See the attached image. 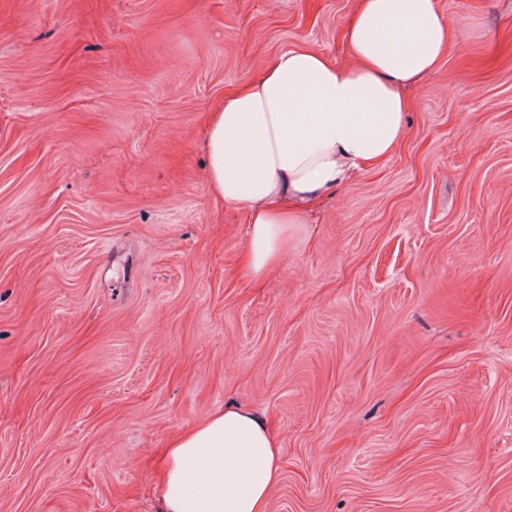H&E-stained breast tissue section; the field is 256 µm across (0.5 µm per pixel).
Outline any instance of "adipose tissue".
<instances>
[{"label":"adipose tissue","instance_id":"adipose-tissue-1","mask_svg":"<svg viewBox=\"0 0 512 512\" xmlns=\"http://www.w3.org/2000/svg\"><path fill=\"white\" fill-rule=\"evenodd\" d=\"M460 37L438 0H357L342 65L303 46L282 52L209 112L204 148L213 197L245 224L236 273L258 284L308 241V210L376 170L407 135V88ZM272 423L228 405L163 448L159 512H269L283 476Z\"/></svg>","mask_w":512,"mask_h":512}]
</instances>
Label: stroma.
<instances>
[{"label":"stroma","mask_w":512,"mask_h":512,"mask_svg":"<svg viewBox=\"0 0 512 512\" xmlns=\"http://www.w3.org/2000/svg\"><path fill=\"white\" fill-rule=\"evenodd\" d=\"M356 0H0V512H158L152 463L233 403L269 512H512V0L411 85L378 171L262 284L204 120Z\"/></svg>","instance_id":"stroma-1"}]
</instances>
